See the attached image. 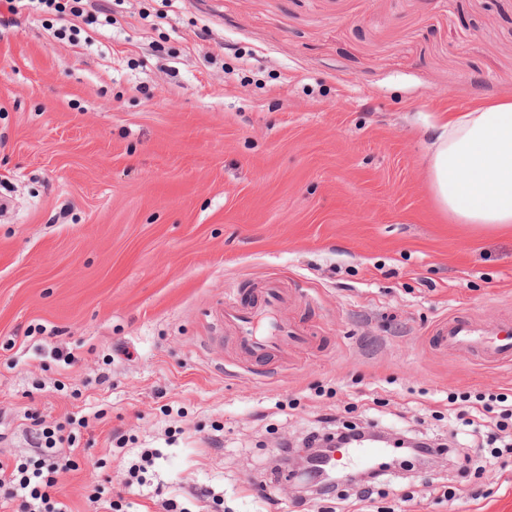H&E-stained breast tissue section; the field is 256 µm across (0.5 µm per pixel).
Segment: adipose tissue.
Instances as JSON below:
<instances>
[{
    "label": "adipose tissue",
    "mask_w": 512,
    "mask_h": 512,
    "mask_svg": "<svg viewBox=\"0 0 512 512\" xmlns=\"http://www.w3.org/2000/svg\"><path fill=\"white\" fill-rule=\"evenodd\" d=\"M430 175L457 223L512 227V101H489L441 124Z\"/></svg>",
    "instance_id": "ef3b65f1"
}]
</instances>
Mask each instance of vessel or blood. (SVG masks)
<instances>
[{
    "instance_id": "vessel-or-blood-1",
    "label": "vessel or blood",
    "mask_w": 512,
    "mask_h": 512,
    "mask_svg": "<svg viewBox=\"0 0 512 512\" xmlns=\"http://www.w3.org/2000/svg\"><path fill=\"white\" fill-rule=\"evenodd\" d=\"M288 301V290L278 281H268L254 306L243 308L232 300H225L221 317L225 325L236 333V345L244 358L260 362L282 353L289 344H304L303 333L280 321L271 322L267 334L256 331L260 316L277 312ZM439 347L448 351L470 349L490 364L512 362V327L503 328L492 336H485L468 317L453 315L443 319L435 330Z\"/></svg>"
}]
</instances>
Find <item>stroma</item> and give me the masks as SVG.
I'll return each instance as SVG.
<instances>
[{
    "label": "stroma",
    "mask_w": 512,
    "mask_h": 512,
    "mask_svg": "<svg viewBox=\"0 0 512 512\" xmlns=\"http://www.w3.org/2000/svg\"><path fill=\"white\" fill-rule=\"evenodd\" d=\"M101 4L76 44L52 12L0 32V459L83 416L72 512L98 487L120 512L201 487L205 512H303L272 459L327 418L482 453L448 396H512V365L431 333L512 325V230L456 223L429 159L448 116L512 99V0ZM269 280L313 341L251 363L218 310ZM407 477L405 512H449L447 483L512 512V457Z\"/></svg>",
    "instance_id": "stroma-1"
}]
</instances>
